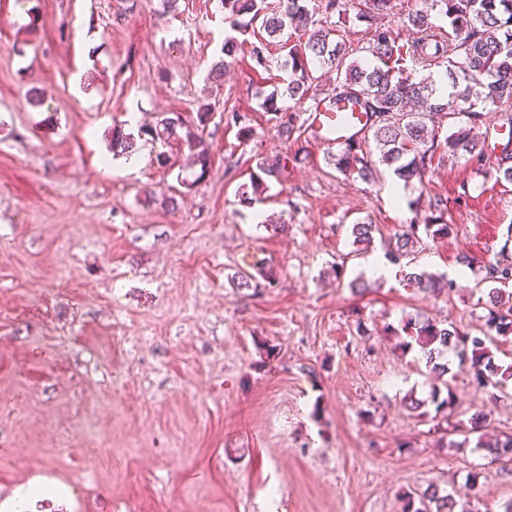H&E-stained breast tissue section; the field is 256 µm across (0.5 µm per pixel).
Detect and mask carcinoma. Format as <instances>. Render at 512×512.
I'll use <instances>...</instances> for the list:
<instances>
[{"instance_id":"obj_1","label":"carcinoma","mask_w":512,"mask_h":512,"mask_svg":"<svg viewBox=\"0 0 512 512\" xmlns=\"http://www.w3.org/2000/svg\"><path fill=\"white\" fill-rule=\"evenodd\" d=\"M224 19L234 36L224 40V56L235 59L238 49L246 45L254 70L267 71L274 46H288L279 68V81L284 89L274 87L260 103L261 109L275 119L278 136L286 143L305 133L298 114L290 111L282 99L303 101L315 78L311 64L336 73L331 95L314 98V104L348 103L367 118L363 136L350 141L330 157L339 172H354L371 181L377 174L376 164L393 169L402 181L422 180L437 151L453 158L480 159L487 149L486 138L474 130L493 121L507 132V142L498 157V178L512 183V0H422V7L409 10L406 23L417 38L399 44L397 36L383 20L392 12V0H279L276 7L268 0H220ZM355 12L356 18L370 26L371 37L366 52L369 58H352L355 49L331 37L332 29L324 26L335 16ZM450 21L451 31L435 23L436 18ZM300 32L306 40L290 43L288 31ZM414 67L439 69L449 81L448 98L437 94L431 84L414 81L407 71ZM484 104L494 108L493 115L477 110ZM452 120L453 132L440 137L439 129L428 126L427 118L435 115ZM198 124H188L180 116L161 115L152 124L137 129L125 125L112 126V152L130 156L137 140L148 136L154 142L178 140L188 150L198 168L195 180L205 179L211 168L210 146L204 137L208 110L197 113ZM227 123L238 127V136H253L251 118L233 112ZM378 160H373V155ZM302 162L299 154L263 158L250 174V182L240 186L239 201L251 206L260 201L270 188L269 182L282 183L288 165ZM451 225L445 223L408 224L393 236L387 259L397 263L410 255L421 237L431 240L448 236ZM379 227L370 222L353 225V243L369 246ZM512 225H508L504 244L494 261L483 266V281L492 283L487 289L485 330L471 336L455 325L422 317H408L401 330L408 340L400 343L403 350L418 346L425 367L434 376L428 396L419 399L406 396L405 404L413 412L439 416L452 404L450 384L444 376L449 364L442 362L451 352L458 362L468 363L477 386L498 389L512 379V362L495 359L492 348L512 340ZM407 284L420 292L431 293L441 288L443 275L426 271L406 274ZM277 280L270 263L258 264L254 271L240 270L232 276L236 287L255 292ZM491 412L481 410L472 415L467 425L455 429L462 440L449 441L452 447L475 443L495 460L512 462V434H498L487 439ZM456 501L432 485L404 496L402 512H455Z\"/></svg>"}]
</instances>
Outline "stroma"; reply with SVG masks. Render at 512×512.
Here are the masks:
<instances>
[{
  "label": "stroma",
  "mask_w": 512,
  "mask_h": 512,
  "mask_svg": "<svg viewBox=\"0 0 512 512\" xmlns=\"http://www.w3.org/2000/svg\"><path fill=\"white\" fill-rule=\"evenodd\" d=\"M229 33L218 0L169 13L160 0H0V512H401L431 484L457 512H504L512 464L441 437L481 409L511 433L512 384L492 400L455 364L448 415L412 413L404 396L429 387L396 334L411 314L484 330L480 262L512 224L497 151L433 161L399 213L392 171L368 183L311 134L282 143L260 107L272 82L246 50L207 81ZM204 107L205 180L176 140L138 141L131 167L113 158L128 115L190 122ZM231 112L250 114V140ZM288 150L302 163L240 205L257 160ZM437 198L452 231L417 245L412 266L453 288L428 295L398 275L354 295L384 250H356L352 224L387 237L428 221ZM264 261L274 286H233ZM33 482L47 494L18 503Z\"/></svg>",
  "instance_id": "1"
}]
</instances>
